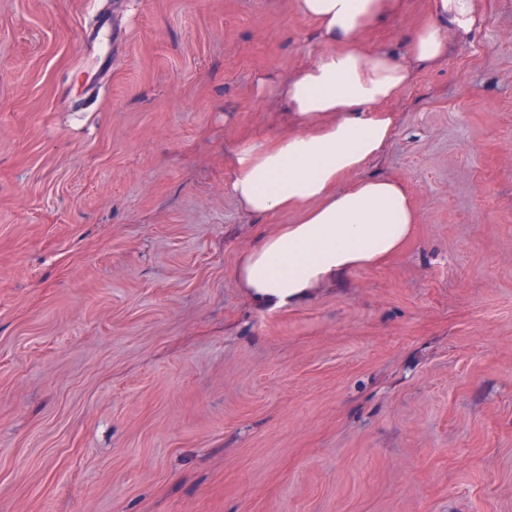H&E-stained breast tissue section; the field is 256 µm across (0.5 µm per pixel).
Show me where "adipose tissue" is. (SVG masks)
Segmentation results:
<instances>
[{"label": "adipose tissue", "instance_id": "obj_1", "mask_svg": "<svg viewBox=\"0 0 512 512\" xmlns=\"http://www.w3.org/2000/svg\"><path fill=\"white\" fill-rule=\"evenodd\" d=\"M320 49L294 75L257 77V96L287 107L288 130L238 146L226 190L249 215H292L260 236L235 269L267 310L294 305L314 288L390 258L420 220L407 186L368 170L397 125L386 104L416 71L439 63L484 18L483 0H428L402 51L367 48L363 33L400 14L405 0H296Z\"/></svg>", "mask_w": 512, "mask_h": 512}]
</instances>
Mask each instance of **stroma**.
<instances>
[{
  "mask_svg": "<svg viewBox=\"0 0 512 512\" xmlns=\"http://www.w3.org/2000/svg\"><path fill=\"white\" fill-rule=\"evenodd\" d=\"M316 51L296 0H0V512H512V0L389 105L412 238L267 311L235 268L291 218L224 157Z\"/></svg>",
  "mask_w": 512,
  "mask_h": 512,
  "instance_id": "obj_1",
  "label": "stroma"
}]
</instances>
